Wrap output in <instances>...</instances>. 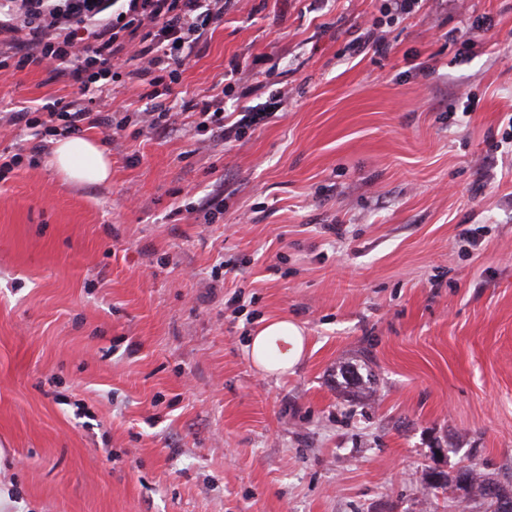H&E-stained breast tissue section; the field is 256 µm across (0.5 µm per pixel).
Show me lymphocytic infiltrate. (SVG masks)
Instances as JSON below:
<instances>
[{
	"mask_svg": "<svg viewBox=\"0 0 512 512\" xmlns=\"http://www.w3.org/2000/svg\"><path fill=\"white\" fill-rule=\"evenodd\" d=\"M225 7L224 0H0V74L39 67L78 91L73 100L16 108L0 119L31 134L35 154L47 148L40 128L49 120L62 121L71 134L105 124L126 130L128 117L108 120L85 104L107 95L114 70L124 67L149 88L151 104L138 124L169 128L178 106L174 86Z\"/></svg>",
	"mask_w": 512,
	"mask_h": 512,
	"instance_id": "lymphocytic-infiltrate-1",
	"label": "lymphocytic infiltrate"
}]
</instances>
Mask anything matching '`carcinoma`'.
<instances>
[{
    "label": "carcinoma",
    "instance_id": "carcinoma-1",
    "mask_svg": "<svg viewBox=\"0 0 512 512\" xmlns=\"http://www.w3.org/2000/svg\"><path fill=\"white\" fill-rule=\"evenodd\" d=\"M342 382L338 386L357 389L362 395H369L374 391V379H362L350 370L340 372ZM453 485L459 490L458 502L478 501L493 508V512H500L499 505L503 500L512 502V488H507L492 473L476 464L464 466L450 475L443 471H430L427 473L426 487L428 490L445 489Z\"/></svg>",
    "mask_w": 512,
    "mask_h": 512
}]
</instances>
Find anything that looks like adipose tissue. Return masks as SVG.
<instances>
[{"label":"adipose tissue","mask_w":512,"mask_h":512,"mask_svg":"<svg viewBox=\"0 0 512 512\" xmlns=\"http://www.w3.org/2000/svg\"><path fill=\"white\" fill-rule=\"evenodd\" d=\"M50 164L71 182L101 185L111 177V163L97 141L80 137L56 140ZM304 351L301 327L287 319H273L258 327L246 345V354L260 372L287 374Z\"/></svg>","instance_id":"obj_1"}]
</instances>
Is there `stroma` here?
<instances>
[{"label":"stroma","instance_id":"stroma-1","mask_svg":"<svg viewBox=\"0 0 512 512\" xmlns=\"http://www.w3.org/2000/svg\"><path fill=\"white\" fill-rule=\"evenodd\" d=\"M381 3L233 0L172 130L90 129L111 182L0 180V512H456L425 471L512 484V0H422L353 51ZM217 92L254 120L199 139ZM74 96L0 75V112ZM282 316L304 351L271 377L244 348Z\"/></svg>","mask_w":512,"mask_h":512}]
</instances>
